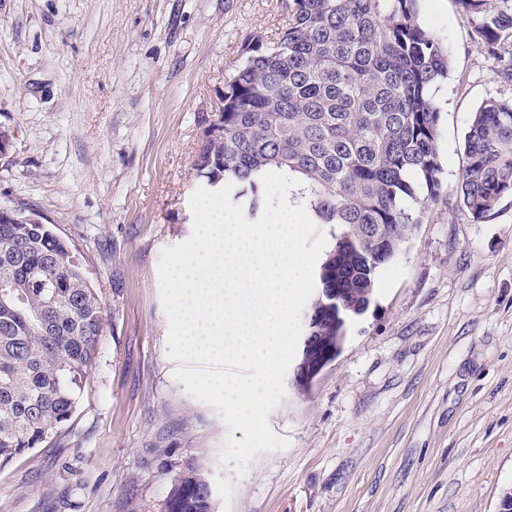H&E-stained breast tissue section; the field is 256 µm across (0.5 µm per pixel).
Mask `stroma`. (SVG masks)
Instances as JSON below:
<instances>
[{
	"label": "stroma",
	"mask_w": 512,
	"mask_h": 512,
	"mask_svg": "<svg viewBox=\"0 0 512 512\" xmlns=\"http://www.w3.org/2000/svg\"><path fill=\"white\" fill-rule=\"evenodd\" d=\"M287 0H0V205L40 215L104 300L71 419L0 468V512H161L198 465L214 512H498L512 490V197L456 201L472 112L511 98L456 0H419L448 47L439 200L308 392L268 416L288 449L222 468L220 414L167 354L163 249L192 233L194 162L224 81Z\"/></svg>",
	"instance_id": "1"
}]
</instances>
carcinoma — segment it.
<instances>
[{"mask_svg": "<svg viewBox=\"0 0 512 512\" xmlns=\"http://www.w3.org/2000/svg\"><path fill=\"white\" fill-rule=\"evenodd\" d=\"M417 0H288L278 36L258 35L224 81L219 124L194 163L206 186L234 184L251 216L264 174L300 182L289 203L341 232L316 280L351 300L375 294L391 258L439 195L440 112L432 90L448 52L421 26ZM481 48L512 78V5L457 0ZM512 196V98L471 113L457 202L483 222ZM0 467L41 446L72 417L103 332V298L80 259L42 218L0 205ZM315 335L336 314L315 307ZM163 512H211L204 473L188 464Z\"/></svg>", "mask_w": 512, "mask_h": 512, "instance_id": "cac0c4a2", "label": "carcinoma"}]
</instances>
